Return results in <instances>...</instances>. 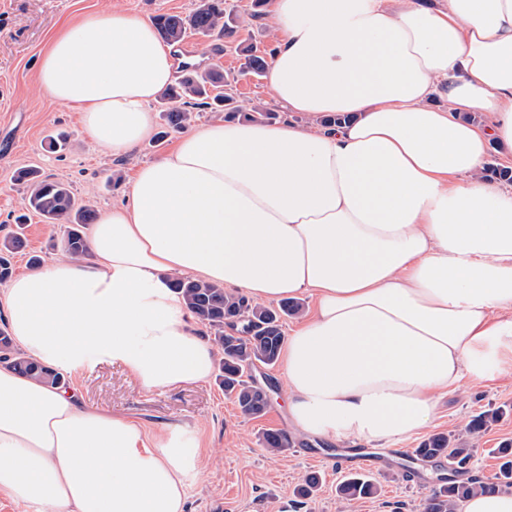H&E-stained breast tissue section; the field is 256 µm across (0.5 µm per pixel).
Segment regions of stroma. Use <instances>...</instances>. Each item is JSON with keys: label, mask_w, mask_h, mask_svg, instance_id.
Instances as JSON below:
<instances>
[{"label": "stroma", "mask_w": 512, "mask_h": 512, "mask_svg": "<svg viewBox=\"0 0 512 512\" xmlns=\"http://www.w3.org/2000/svg\"><path fill=\"white\" fill-rule=\"evenodd\" d=\"M197 0H0V237L14 231V219L28 194L15 181L16 171L35 168L44 176L68 184L76 204L102 214L126 201L128 183L136 166L168 153L174 137L163 143L146 140L131 154L115 155L101 148L84 131L78 113L63 110L39 87L37 68L42 53L69 18L117 7L149 19L158 13L189 14ZM181 54L200 56L203 67L229 72L241 59L224 41L199 35L177 45ZM227 94L243 103L259 104L282 119L299 124L303 118L281 111L265 78L244 77L227 87ZM68 136L64 150L50 151L48 135ZM120 174L111 183L112 174ZM24 252L16 254V272L28 270L30 255L44 262L61 257L59 225L32 217L25 225ZM282 366H257L252 377L269 395L262 417L244 416L234 400L225 396L215 380L172 389L148 390L139 386L120 365L106 360L65 371L93 405L140 422L146 428L165 425L200 427L205 452L204 467L191 488L188 512H293L297 484L307 474L319 475L318 490L303 512H423L424 503L440 478L450 476L447 462L424 461L414 453L427 435L462 429L472 416L500 410L498 421L476 439L469 476H492L498 461L494 450L512 441V375L482 383L463 382L454 394L441 399L435 420L416 435L388 449L366 445L379 467H364L379 487L375 497L343 500L336 484L348 468L339 461L345 446L289 433L290 445L282 453L266 452L260 438L264 431L287 430L288 409L281 388Z\"/></svg>", "instance_id": "1"}]
</instances>
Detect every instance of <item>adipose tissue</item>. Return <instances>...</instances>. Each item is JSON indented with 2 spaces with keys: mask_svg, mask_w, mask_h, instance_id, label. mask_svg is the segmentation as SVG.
<instances>
[{
  "mask_svg": "<svg viewBox=\"0 0 512 512\" xmlns=\"http://www.w3.org/2000/svg\"><path fill=\"white\" fill-rule=\"evenodd\" d=\"M276 101L306 125L218 119L140 165L87 253L14 278L0 305L42 364L99 354L143 388L209 379L215 353L170 276L259 303L312 294L282 352L291 426L387 445L462 381L512 372V0H271ZM176 49L125 10L84 14L39 85L126 154ZM485 113L474 125L468 112ZM343 121L322 126L323 116ZM200 432L155 431L0 366V495L29 512H186ZM488 166H493L499 169H508L499 171L498 176L500 178L510 180L511 182L496 179L491 175L489 176L493 178L491 181H494L503 187L512 188V171H510L509 174V170H512V159L509 156L503 155L497 148L492 147L489 150L485 168Z\"/></svg>",
  "mask_w": 512,
  "mask_h": 512,
  "instance_id": "ef3b65f1",
  "label": "adipose tissue"
}]
</instances>
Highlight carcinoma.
<instances>
[{"label": "carcinoma", "instance_id": "1", "mask_svg": "<svg viewBox=\"0 0 512 512\" xmlns=\"http://www.w3.org/2000/svg\"><path fill=\"white\" fill-rule=\"evenodd\" d=\"M153 23L160 37L168 43H179L189 34L217 35L230 38L237 32L238 16L227 0H197L194 10L186 15L158 14ZM236 51L244 59L238 73L225 74L217 69H192L171 86L161 99L162 119L166 132L185 129L193 109L224 113V118L242 117L252 120H274L277 113L261 106L246 107L219 88L229 86L240 76L261 77L268 66L267 57L257 54L251 44L241 42ZM16 181L29 188L24 208L37 214L49 224L64 227L63 254L78 258L87 250L84 229L94 223L96 213L88 206L78 207L68 186L57 180L44 178L35 170H20ZM23 248L21 234L14 233L0 239V282L13 274L12 255ZM171 286L184 298L195 318L212 336L221 353L220 386L224 394L232 397L243 415L256 419L266 412V392L251 381V371L258 364L272 367L279 361L285 343L286 318L299 315L303 306L297 301H283L278 306H266L247 300L224 288L200 282L190 277H176ZM0 364H6L19 373L44 384L55 386L65 383L64 375L45 366L19 349L7 329L0 328ZM498 412L480 414L470 420L465 434L439 432L430 435L416 449V454L427 459L446 458L455 470H463L471 460L475 448L474 436L497 420ZM262 447L270 453H281L288 448V435L284 432L265 431ZM500 460L498 471L491 479L471 477L450 480L433 491L424 506V512H456L460 502L481 489L512 487V442H504L497 449ZM319 476L306 475L295 488L300 502L310 499L317 491ZM338 497L347 500L372 498L378 486L367 475L351 473L337 485Z\"/></svg>", "mask_w": 512, "mask_h": 512}]
</instances>
